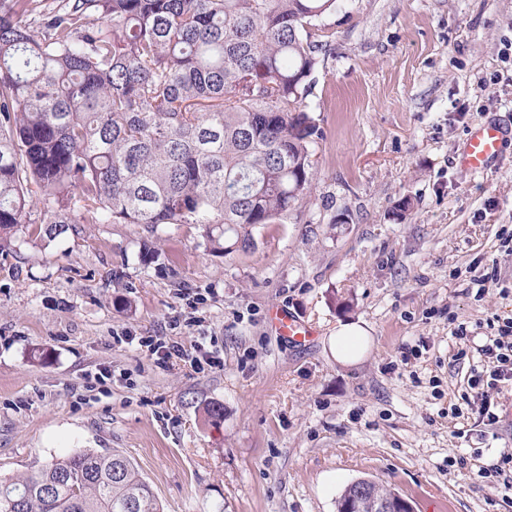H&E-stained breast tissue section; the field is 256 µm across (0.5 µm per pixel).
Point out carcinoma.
Listing matches in <instances>:
<instances>
[{
	"instance_id": "1",
	"label": "carcinoma",
	"mask_w": 512,
	"mask_h": 512,
	"mask_svg": "<svg viewBox=\"0 0 512 512\" xmlns=\"http://www.w3.org/2000/svg\"><path fill=\"white\" fill-rule=\"evenodd\" d=\"M336 0H0V240L39 209L89 224H200L251 244L313 177L311 21ZM403 497L370 479L353 497ZM0 512H162L118 450L0 480Z\"/></svg>"
}]
</instances>
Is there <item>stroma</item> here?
I'll use <instances>...</instances> for the list:
<instances>
[{
  "label": "stroma",
  "mask_w": 512,
  "mask_h": 512,
  "mask_svg": "<svg viewBox=\"0 0 512 512\" xmlns=\"http://www.w3.org/2000/svg\"><path fill=\"white\" fill-rule=\"evenodd\" d=\"M310 33L314 178L250 248L211 252L197 224L37 222L0 245V478L114 448L164 512H336L360 478L414 512H512L477 475L512 448V385L478 424L454 336L512 317V0H338ZM485 122L508 136L475 173L458 157ZM274 306L315 339L276 336ZM346 320L370 335L354 365L332 351ZM140 336L209 337L217 366ZM140 345L141 347H146L152 354L161 352L166 358L172 356L183 358L188 360L192 367L196 369L200 368L198 364L200 361L197 357H194L192 352L186 350L180 342L172 340L171 338H169V341H166L154 339L152 336H149L148 338H141Z\"/></svg>",
  "instance_id": "obj_1"
}]
</instances>
